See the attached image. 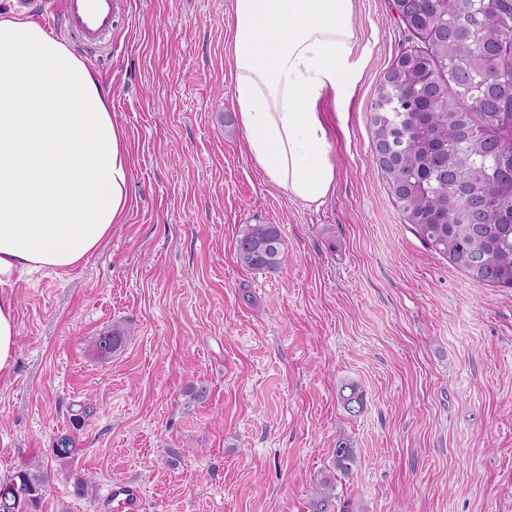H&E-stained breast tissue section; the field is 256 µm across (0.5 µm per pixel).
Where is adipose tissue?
Wrapping results in <instances>:
<instances>
[{"mask_svg":"<svg viewBox=\"0 0 512 512\" xmlns=\"http://www.w3.org/2000/svg\"><path fill=\"white\" fill-rule=\"evenodd\" d=\"M228 65L243 143L266 182L319 206L336 187L327 107L358 74L354 0H233ZM131 161L101 79L32 21L0 15V376L17 351L23 269L70 270L131 205Z\"/></svg>","mask_w":512,"mask_h":512,"instance_id":"adipose-tissue-1","label":"adipose tissue"}]
</instances>
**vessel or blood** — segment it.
<instances>
[{
    "instance_id": "1",
    "label": "vessel or blood",
    "mask_w": 512,
    "mask_h": 512,
    "mask_svg": "<svg viewBox=\"0 0 512 512\" xmlns=\"http://www.w3.org/2000/svg\"><path fill=\"white\" fill-rule=\"evenodd\" d=\"M44 25L59 23L60 30L88 53H98L112 31L117 0H33ZM109 495L115 512H142L141 486L124 479L112 481Z\"/></svg>"
}]
</instances>
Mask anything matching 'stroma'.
<instances>
[{"mask_svg": "<svg viewBox=\"0 0 512 512\" xmlns=\"http://www.w3.org/2000/svg\"><path fill=\"white\" fill-rule=\"evenodd\" d=\"M231 2L119 0L111 50L85 59L125 133L133 203L80 266L9 288L0 480L40 476L32 512H113L116 479L143 487L145 512H312L327 478L335 512H512V289L426 248L374 164V89L413 38L392 0H354L360 78L327 112L336 189L307 206L243 148ZM257 222L280 228L278 272L235 262ZM118 322L129 339L98 357ZM62 434L78 449L66 461L51 453ZM341 439L357 455L346 476ZM17 351V322L15 301L11 294L0 289V376L8 375ZM338 400L344 411L351 417H357L364 411V395L354 382H346L341 385Z\"/></svg>", "mask_w": 512, "mask_h": 512, "instance_id": "35a3bbf8", "label": "stroma"}]
</instances>
